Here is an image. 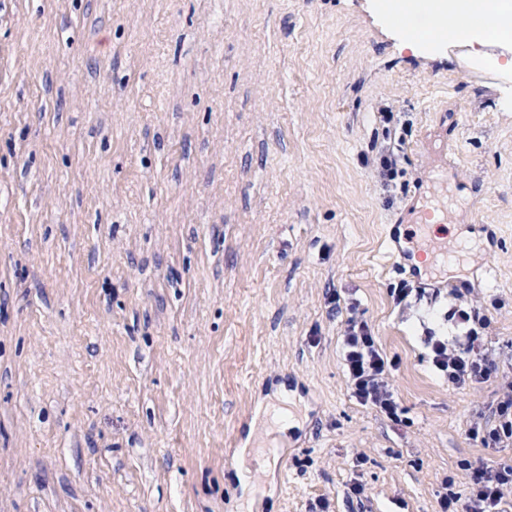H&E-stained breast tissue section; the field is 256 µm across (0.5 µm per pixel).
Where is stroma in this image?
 <instances>
[{
  "label": "stroma",
  "mask_w": 512,
  "mask_h": 512,
  "mask_svg": "<svg viewBox=\"0 0 512 512\" xmlns=\"http://www.w3.org/2000/svg\"><path fill=\"white\" fill-rule=\"evenodd\" d=\"M374 2L0 0V512H443L512 460L472 433L512 379V82ZM460 292L474 389L425 343ZM353 302L397 418L347 383ZM464 338L465 343H459L458 349H452L448 348V340L429 336L428 345L431 348L432 365L452 384L475 388L490 377L496 361L491 351L471 355L470 346L474 331L470 329Z\"/></svg>",
  "instance_id": "35a3bbf8"
}]
</instances>
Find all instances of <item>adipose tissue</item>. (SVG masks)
<instances>
[{"label":"adipose tissue","instance_id":"1","mask_svg":"<svg viewBox=\"0 0 512 512\" xmlns=\"http://www.w3.org/2000/svg\"><path fill=\"white\" fill-rule=\"evenodd\" d=\"M389 15L397 20L402 47L413 52L450 38L481 48L494 39L503 47L512 42V10L496 0H397Z\"/></svg>","mask_w":512,"mask_h":512}]
</instances>
